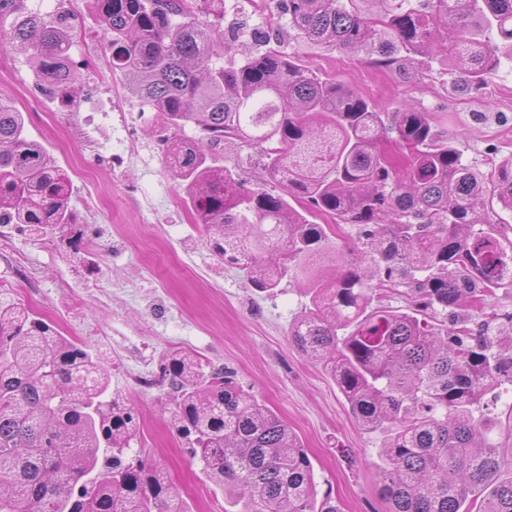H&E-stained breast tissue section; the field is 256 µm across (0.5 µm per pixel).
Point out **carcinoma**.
<instances>
[{"mask_svg":"<svg viewBox=\"0 0 512 512\" xmlns=\"http://www.w3.org/2000/svg\"><path fill=\"white\" fill-rule=\"evenodd\" d=\"M288 24L316 46L370 56L402 77L459 69L480 88L512 49V0H286ZM112 71L164 121L172 176L224 265L273 295L295 276L309 307L289 337L321 362L358 422L394 430L378 474L388 512H512V407L473 416L512 387V239L485 218L512 212V160L481 175L425 112H383L270 46L236 58L226 0H95ZM0 33L27 54L43 95L69 96L70 19L0 0ZM202 136L185 139L187 124ZM251 148L279 179L249 187L219 163ZM359 229L353 258L317 264L327 225ZM0 224L56 235L75 224L71 181L0 100ZM403 289L407 310L372 306ZM504 291L498 295V291ZM496 307L486 313L488 301ZM172 418L224 512H336L317 499L301 440L229 370L173 353L160 363ZM131 409L87 345L0 294V512H181L162 470L128 455Z\"/></svg>","mask_w":512,"mask_h":512,"instance_id":"cac0c4a2","label":"carcinoma"}]
</instances>
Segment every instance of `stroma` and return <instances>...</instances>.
Masks as SVG:
<instances>
[{
    "label": "stroma",
    "mask_w": 512,
    "mask_h": 512,
    "mask_svg": "<svg viewBox=\"0 0 512 512\" xmlns=\"http://www.w3.org/2000/svg\"><path fill=\"white\" fill-rule=\"evenodd\" d=\"M85 31L71 49V100L42 95L22 52L0 44V98L23 112L27 134L71 180L77 221L45 238L0 224V293L62 335L97 349L113 397L132 408V454L171 481L183 512H224V495L192 461L164 404V355L184 349L207 369L234 371L258 401L298 435L338 512H387L376 485L385 433L363 428L326 368L290 341L309 299L295 279L258 294L224 267L183 200L166 161L158 113L143 110L129 80L113 73L90 0H66ZM284 0H228L223 29L258 47L271 36L313 71L335 78L385 112H427L465 164L487 171L512 159V60L477 91L459 72L405 80L365 54L304 43L289 28Z\"/></svg>",
    "instance_id": "stroma-1"
}]
</instances>
